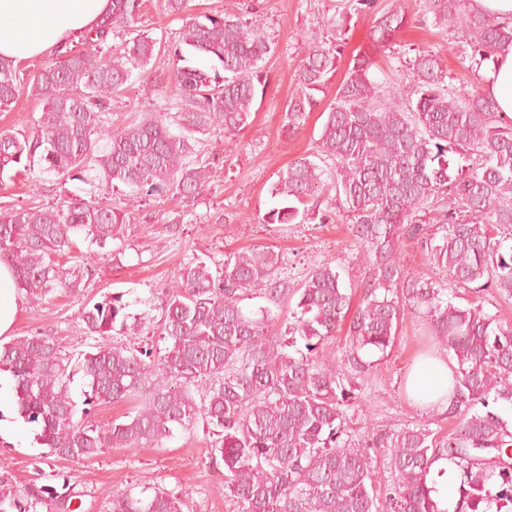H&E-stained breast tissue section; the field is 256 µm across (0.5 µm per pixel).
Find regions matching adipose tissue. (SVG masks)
Instances as JSON below:
<instances>
[{"label": "adipose tissue", "instance_id": "ef3b65f1", "mask_svg": "<svg viewBox=\"0 0 512 512\" xmlns=\"http://www.w3.org/2000/svg\"><path fill=\"white\" fill-rule=\"evenodd\" d=\"M112 0H0V57L23 65L43 58L94 31ZM485 88L501 112L512 116V49L501 52L483 73ZM24 296L11 267L0 262V337L11 336ZM454 369L440 356L419 360L407 379L409 395L441 411L448 406Z\"/></svg>", "mask_w": 512, "mask_h": 512}]
</instances>
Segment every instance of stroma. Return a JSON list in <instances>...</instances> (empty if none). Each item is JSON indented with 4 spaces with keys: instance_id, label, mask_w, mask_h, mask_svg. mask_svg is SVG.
Returning <instances> with one entry per match:
<instances>
[{
    "instance_id": "35a3bbf8",
    "label": "stroma",
    "mask_w": 512,
    "mask_h": 512,
    "mask_svg": "<svg viewBox=\"0 0 512 512\" xmlns=\"http://www.w3.org/2000/svg\"><path fill=\"white\" fill-rule=\"evenodd\" d=\"M353 0H191L190 14L238 12L253 9L264 19L267 33L276 43L267 60L270 81L262 100L256 101L248 126L238 134H214L205 143L200 161L209 163L211 182L194 201L169 195L148 203L139 201L128 188L112 197L126 206L134 220L128 241L116 260H101L86 273L80 294H58L39 302H26L14 326V337L48 336L69 354L85 350L89 340L82 332L81 315L87 306L112 294H124L134 314L148 313L159 319L171 286L189 263L223 261L229 253L265 245L278 252L282 268L292 283L323 263L341 273L346 288L358 291L370 279V269L352 241L346 213L334 191L326 190L312 201L311 217L300 224H269L265 215L273 205L270 186L288 164L309 155L320 136L323 119L310 112L298 131L284 133L283 107L296 96V71L310 45L345 41V56L354 51L374 53L377 78L410 96L414 84L407 62L413 49L438 51L452 86L470 83L474 74L466 55L463 34L435 25L424 11V0H375L374 11H354ZM404 7L409 25L400 32L392 51H373L367 40L375 10L393 5ZM185 17L168 15L164 0H148L138 24L160 40L163 51L147 67L146 80L162 81L161 95L147 97L131 88L112 102L110 118L125 124L145 112L163 111L175 93L171 74L175 58L169 48L177 40ZM77 187L40 172L0 182V210L21 206H49L63 201ZM150 307H143V300ZM436 348L427 324L417 316L405 317L390 355L378 362L362 384V393L347 411L348 435L357 443L371 444L372 478L375 485L390 482L383 449L374 440L404 427L423 422L450 430L441 416L418 406L405 388L414 361ZM7 432L0 434V471H9L17 481L34 474L42 452L34 430L15 409L0 416ZM57 470L73 475L83 491L80 512H108L113 494L145 485L183 492L182 512H232L224 498V468L210 463L208 443L202 432L175 431L161 446L130 453L113 449L85 464L58 462Z\"/></svg>"
}]
</instances>
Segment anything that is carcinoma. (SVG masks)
Instances as JSON below:
<instances>
[{
  "label": "carcinoma",
  "mask_w": 512,
  "mask_h": 512,
  "mask_svg": "<svg viewBox=\"0 0 512 512\" xmlns=\"http://www.w3.org/2000/svg\"><path fill=\"white\" fill-rule=\"evenodd\" d=\"M434 24L467 36L471 70L479 74L512 47V19L499 20L473 0H426ZM144 0H112V12L85 48L58 51L41 69L20 76L0 57V112L25 92L43 102L26 131H0V178L31 172L77 180L97 190L48 207L0 211V260L32 300L77 294L84 270L114 257L126 242L132 213L112 204L127 186L143 198L174 194L189 200L208 188L210 173L194 158L198 135L236 134L248 125L254 102L266 92L261 62L275 52L257 12L199 14L173 43L178 62L206 65L175 69V112H147L122 127L109 121L112 99L153 59L158 40L136 24ZM392 8L368 32L381 51L396 45L407 25ZM129 34L122 51L112 37ZM342 44L310 47L297 70L299 94L283 109V129L294 132L336 74ZM377 63L357 54L321 112L316 155L334 163L329 173L307 156L294 160L270 187L278 206L269 224L309 216L308 199L330 185L344 198L350 234L372 269L361 299L329 263L313 269L297 289L281 276V257L257 245L226 256L211 268L187 267L168 293L159 320L164 351L112 343L113 333L139 336L146 313L132 314L122 296H109L82 312L91 350L68 355L48 336L0 343V373L14 381L20 418L34 425L37 443L56 461L92 462L112 448L134 452L157 445L180 428L202 427L211 438L210 462L224 465V496L237 512H443L427 476L447 459L462 467L455 512H512V430L495 412L512 406V325L474 300L456 305L445 288L404 268L409 240L424 244L451 284L480 292L492 288L512 300V245L498 229L512 228V117L500 114L479 84L454 88L440 56L417 49L410 59L413 95L406 98L376 78ZM449 196L436 232L413 223L415 214ZM82 265L64 267L78 244ZM255 294L275 304L298 295L299 316L288 338L268 335L271 311L247 315L240 303ZM430 321L434 340L456 359L455 383L442 415L452 432L429 424L406 427L369 444L386 449L391 483L372 482L367 449L343 438L346 408L359 382L372 372L371 356L392 349L404 317ZM347 328L348 349L329 351ZM80 376L81 400L72 393ZM206 381L202 397L197 383ZM130 401L117 419L91 421L101 404ZM500 490L486 488L493 477ZM82 493L61 472L36 469L22 483L0 472V512H77ZM182 492L156 488L112 496L109 512H181Z\"/></svg>",
  "instance_id": "cac0c4a2"
}]
</instances>
